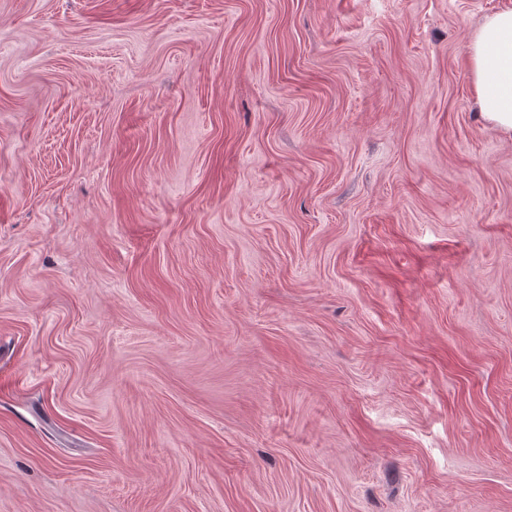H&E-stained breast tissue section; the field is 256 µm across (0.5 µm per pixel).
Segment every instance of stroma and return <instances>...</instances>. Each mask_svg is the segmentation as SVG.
<instances>
[{"mask_svg": "<svg viewBox=\"0 0 512 512\" xmlns=\"http://www.w3.org/2000/svg\"><path fill=\"white\" fill-rule=\"evenodd\" d=\"M499 0H0V512H512ZM503 1L472 32L469 67L480 115L512 137V1Z\"/></svg>", "mask_w": 512, "mask_h": 512, "instance_id": "stroma-1", "label": "stroma"}]
</instances>
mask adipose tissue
I'll use <instances>...</instances> for the list:
<instances>
[{"label":"adipose tissue","instance_id":"adipose-tissue-1","mask_svg":"<svg viewBox=\"0 0 512 512\" xmlns=\"http://www.w3.org/2000/svg\"><path fill=\"white\" fill-rule=\"evenodd\" d=\"M469 67L482 118L512 137V0L472 32Z\"/></svg>","mask_w":512,"mask_h":512}]
</instances>
